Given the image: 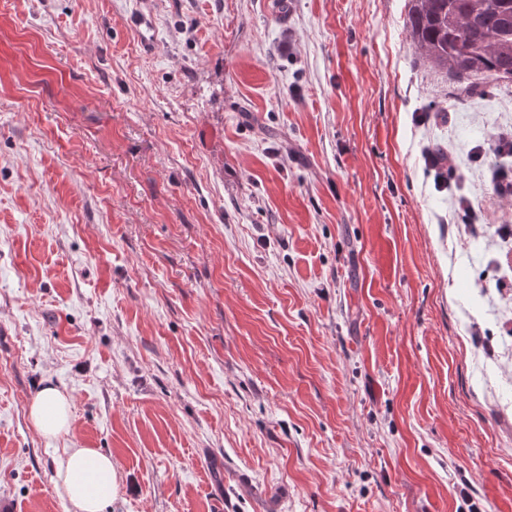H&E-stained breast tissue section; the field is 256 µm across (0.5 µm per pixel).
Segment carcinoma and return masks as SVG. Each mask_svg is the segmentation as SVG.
Returning a JSON list of instances; mask_svg holds the SVG:
<instances>
[{"label": "carcinoma", "mask_w": 512, "mask_h": 512, "mask_svg": "<svg viewBox=\"0 0 512 512\" xmlns=\"http://www.w3.org/2000/svg\"><path fill=\"white\" fill-rule=\"evenodd\" d=\"M415 52L465 89L512 82V0H408Z\"/></svg>", "instance_id": "1"}]
</instances>
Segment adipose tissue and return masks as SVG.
I'll return each mask as SVG.
<instances>
[{"label":"adipose tissue","mask_w":512,"mask_h":512,"mask_svg":"<svg viewBox=\"0 0 512 512\" xmlns=\"http://www.w3.org/2000/svg\"><path fill=\"white\" fill-rule=\"evenodd\" d=\"M30 419L49 440L72 428L71 404L60 390L47 387L33 400ZM54 485L72 512H104L119 492L118 473L110 456L94 448H72L56 464Z\"/></svg>","instance_id":"ef3b65f1"}]
</instances>
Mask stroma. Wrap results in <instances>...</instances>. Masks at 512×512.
<instances>
[{
  "label": "stroma",
  "instance_id": "1",
  "mask_svg": "<svg viewBox=\"0 0 512 512\" xmlns=\"http://www.w3.org/2000/svg\"><path fill=\"white\" fill-rule=\"evenodd\" d=\"M407 12L0 0V512H68L69 448L105 512H512V83ZM69 398L53 387L42 389L33 400L29 416L35 428L48 440L68 434L72 428ZM54 485L73 512H104L118 495L112 458L95 448H70L56 464Z\"/></svg>",
  "mask_w": 512,
  "mask_h": 512
}]
</instances>
